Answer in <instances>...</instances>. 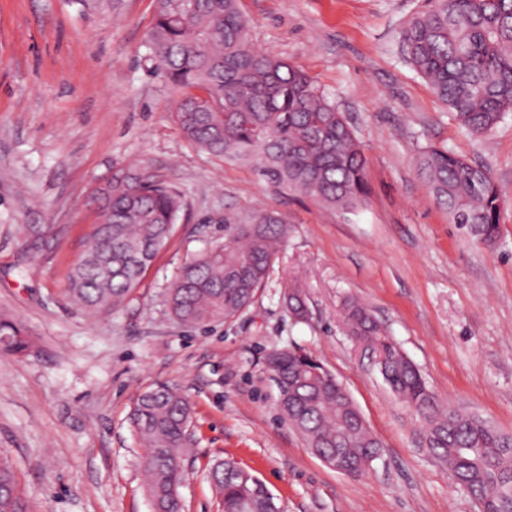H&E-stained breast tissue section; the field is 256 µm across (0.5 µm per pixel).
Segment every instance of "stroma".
<instances>
[{
	"instance_id": "obj_1",
	"label": "stroma",
	"mask_w": 512,
	"mask_h": 512,
	"mask_svg": "<svg viewBox=\"0 0 512 512\" xmlns=\"http://www.w3.org/2000/svg\"><path fill=\"white\" fill-rule=\"evenodd\" d=\"M426 0H238L259 50L307 73L369 159L366 203L329 209L183 137L176 91L148 58L155 0H0V314L29 330L0 353V456L32 512H152L146 454L129 414L145 389L194 409L185 512H222L210 478L227 459L261 479L282 512H479L423 446L415 411L346 336L360 299L443 405L512 435V113L482 135L454 121L407 63L399 32ZM445 148L486 167L505 205L494 245L451 223L419 175ZM138 163L184 207L123 305L72 307L71 267L89 242L92 190ZM272 210L288 238L267 288L237 319L177 323L165 291L185 261L224 241V217ZM307 316L289 314V281ZM311 352L381 443L370 470L328 468L279 416L264 356Z\"/></svg>"
}]
</instances>
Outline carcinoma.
Instances as JSON below:
<instances>
[{"label":"carcinoma","mask_w":512,"mask_h":512,"mask_svg":"<svg viewBox=\"0 0 512 512\" xmlns=\"http://www.w3.org/2000/svg\"><path fill=\"white\" fill-rule=\"evenodd\" d=\"M400 43L405 60L472 134L488 132L512 112V0H430L404 23ZM147 46L179 92L173 115L187 140L326 207L364 205L368 158L349 122L308 75L253 46L237 0H193L188 11L178 0H157ZM420 173L454 223L486 245L496 241L502 200L484 167L431 148L420 159ZM90 204L104 223L94 225L68 292L89 311L110 310L137 288L166 246L183 203L148 169L122 167L93 190ZM287 237L288 225L272 211L224 217V244L185 262L167 289L172 317L194 327L239 317L266 286ZM285 302L290 313L306 316L297 284L288 285ZM341 315L346 334L374 353L384 381L424 422L429 451L453 482L486 512H512V436L443 409L363 303L347 299ZM1 336V353L22 355L33 344L21 324L5 317ZM265 366L287 387L279 412L310 451L341 473L365 474L381 444L336 376L295 346L269 349ZM192 416L188 399L164 384L140 393L130 413L146 448V490L168 512H183L174 493L185 475ZM216 471L223 512H268L267 486L254 474L232 460ZM0 512H29L5 457Z\"/></svg>","instance_id":"cac0c4a2"}]
</instances>
